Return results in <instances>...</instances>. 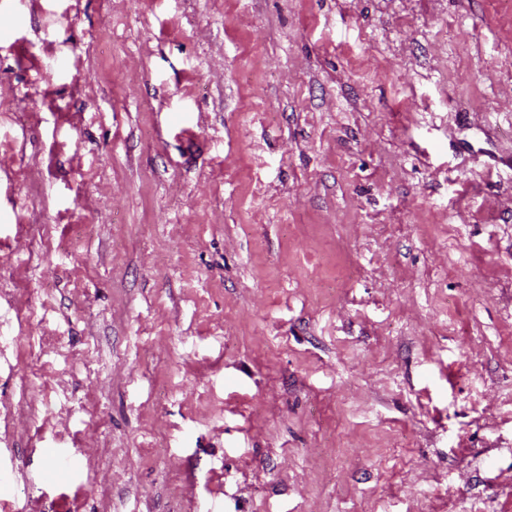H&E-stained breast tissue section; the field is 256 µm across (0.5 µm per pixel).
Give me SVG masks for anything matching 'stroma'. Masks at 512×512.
Returning <instances> with one entry per match:
<instances>
[{
    "label": "stroma",
    "mask_w": 512,
    "mask_h": 512,
    "mask_svg": "<svg viewBox=\"0 0 512 512\" xmlns=\"http://www.w3.org/2000/svg\"><path fill=\"white\" fill-rule=\"evenodd\" d=\"M0 18V512H512V0Z\"/></svg>",
    "instance_id": "35a3bbf8"
}]
</instances>
